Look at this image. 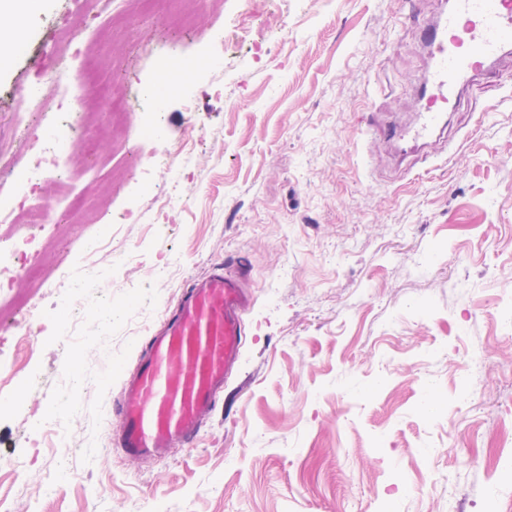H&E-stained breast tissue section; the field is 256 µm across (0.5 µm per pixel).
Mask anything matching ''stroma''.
Returning a JSON list of instances; mask_svg holds the SVG:
<instances>
[{
  "label": "stroma",
  "mask_w": 512,
  "mask_h": 512,
  "mask_svg": "<svg viewBox=\"0 0 512 512\" xmlns=\"http://www.w3.org/2000/svg\"><path fill=\"white\" fill-rule=\"evenodd\" d=\"M448 0H46L9 69L0 128L46 68L85 85L65 223L48 267L78 270L114 227L99 277L68 307L0 312L35 337L0 416V495L11 512H512V53L472 82L423 149L379 135L418 121L431 60L418 21ZM84 39L67 32L74 13ZM253 44L229 41L238 27ZM280 27L283 39L268 36ZM212 56L183 96L155 103L157 62ZM159 118L161 136L140 130ZM112 127L111 138L100 131ZM190 145L169 179L156 160ZM181 201L157 212L152 193ZM251 275L240 364L194 445L135 463L112 404L138 352L196 279ZM485 367L470 377L469 351ZM74 401L60 417L62 394ZM58 434L30 437L40 419Z\"/></svg>",
  "instance_id": "35a3bbf8"
}]
</instances>
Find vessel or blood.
Instances as JSON below:
<instances>
[{"label":"vessel or blood","instance_id":"vessel-or-blood-1","mask_svg":"<svg viewBox=\"0 0 512 512\" xmlns=\"http://www.w3.org/2000/svg\"><path fill=\"white\" fill-rule=\"evenodd\" d=\"M424 45L435 66L422 92V120L406 133L415 142L431 138L461 89L489 77L494 59L512 47V0H454L440 21H425ZM250 304L243 267L214 268L186 289L178 308L149 336L114 407L124 458L162 457L196 439L242 357L243 314Z\"/></svg>","mask_w":512,"mask_h":512}]
</instances>
